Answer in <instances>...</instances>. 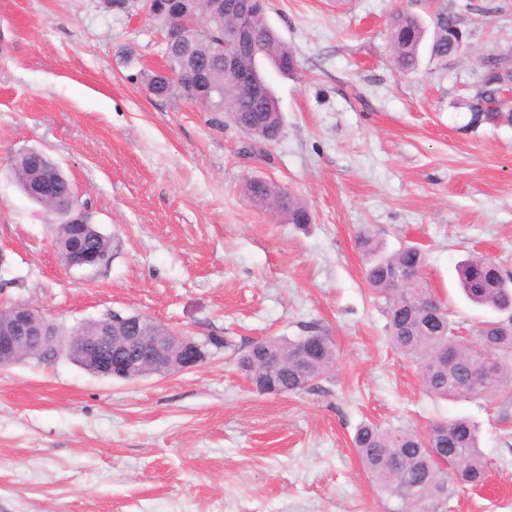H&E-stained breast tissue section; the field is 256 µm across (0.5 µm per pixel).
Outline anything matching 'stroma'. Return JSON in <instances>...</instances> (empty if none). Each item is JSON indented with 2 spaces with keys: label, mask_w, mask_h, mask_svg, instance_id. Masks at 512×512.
<instances>
[{
  "label": "stroma",
  "mask_w": 512,
  "mask_h": 512,
  "mask_svg": "<svg viewBox=\"0 0 512 512\" xmlns=\"http://www.w3.org/2000/svg\"><path fill=\"white\" fill-rule=\"evenodd\" d=\"M460 16L450 70L422 51L391 59L406 8ZM297 60L270 74L284 119L253 145L231 122L153 97L138 77L164 65L143 0H0V308L30 304L73 327L112 311L202 340L247 346L319 324L337 352L308 390L253 391L231 353L124 381L67 357L0 367V512H389L352 438L363 423L424 431L465 416L488 462L450 512H512V403L427 394L394 349L365 279L358 230L386 252L409 244L462 328L489 312L457 286L475 253L512 274V119L471 124L462 102L490 53L512 51V0H267ZM37 148L70 179L112 244L106 266L69 269L9 159ZM258 176L300 199L297 227L255 208Z\"/></svg>",
  "instance_id": "35a3bbf8"
}]
</instances>
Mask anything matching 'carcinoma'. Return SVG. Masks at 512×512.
Instances as JSON below:
<instances>
[{
    "mask_svg": "<svg viewBox=\"0 0 512 512\" xmlns=\"http://www.w3.org/2000/svg\"><path fill=\"white\" fill-rule=\"evenodd\" d=\"M180 6L198 21L197 29L165 48L166 63L178 74L170 78L156 70L140 73L147 90L156 98L192 100L203 111L222 113L259 143L280 139L283 116L270 85L262 95L251 98L242 93L234 78L224 74V60L217 57V42L235 24V16L223 15L222 24L211 21L210 0H183ZM462 26L452 12L435 15L430 43V59L448 69L454 64L452 40L448 30ZM427 36L421 18L408 11L399 12L390 25V43L394 63L410 71L419 64V50ZM265 48L264 60L287 75L295 66L288 45L278 33L265 25L257 32ZM473 94L465 106L476 124L500 112L505 95L512 93V54H491L479 61ZM202 66L207 81L198 91L186 82V76ZM55 163L43 152L26 149L14 154L10 169L18 189L34 203L44 207L53 224L54 238L68 234L64 218L54 213L46 200L36 196L40 171ZM246 194L260 210L275 208L288 215L297 226L311 223L307 206L271 180L251 179ZM368 261V284L383 300L387 329L392 344L402 353L419 360L421 382L431 394L450 400H477L491 403L512 397V275L502 271L488 255L474 254L458 265L459 284L474 304L494 312H507L505 319L481 322L476 335L466 336L450 318L448 308L432 315L420 306L419 298L433 291L426 277L407 286H392L387 271L392 267L424 268L425 255L408 245L392 254L368 231L357 236ZM236 354L239 370L249 382L265 377L274 380L287 393L308 389L326 377L336 362L335 344L320 327L310 325L294 338L268 337L261 340L264 349L236 346L228 337H210ZM482 365L486 383L474 387L471 369ZM353 445L367 473L381 493L394 503V512H448V501L462 487L483 485L487 462L479 447L476 425L464 417L433 424L426 433L408 429L383 428L373 423L359 426Z\"/></svg>",
    "mask_w": 512,
    "mask_h": 512,
    "instance_id": "carcinoma-1",
    "label": "carcinoma"
}]
</instances>
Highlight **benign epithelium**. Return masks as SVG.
<instances>
[{"mask_svg":"<svg viewBox=\"0 0 512 512\" xmlns=\"http://www.w3.org/2000/svg\"><path fill=\"white\" fill-rule=\"evenodd\" d=\"M168 13L174 19V27L190 30L197 27L194 19L180 14L177 0H169ZM256 20L252 16L243 18L240 25L224 34V73L236 77L245 94L257 92L258 77L240 68V56L255 50L254 29ZM72 216L69 228L70 240L66 251V267L69 269L91 270L102 266L95 251L85 250L82 238L97 233L87 223L88 211L72 201L67 204ZM112 326L121 328V333L102 330L96 336H88L82 329L75 330L60 347L50 351L52 359L66 355L74 362H80L90 372L99 376L124 379L144 365H150L162 374L191 370L205 359L201 345L188 336L175 334L162 324L145 335L142 316L112 312L101 318ZM48 318L36 307L17 305L0 313V364H10L24 353L35 349L43 352L46 348Z\"/></svg>","mask_w":512,"mask_h":512,"instance_id":"7a95c632","label":"benign epithelium"}]
</instances>
